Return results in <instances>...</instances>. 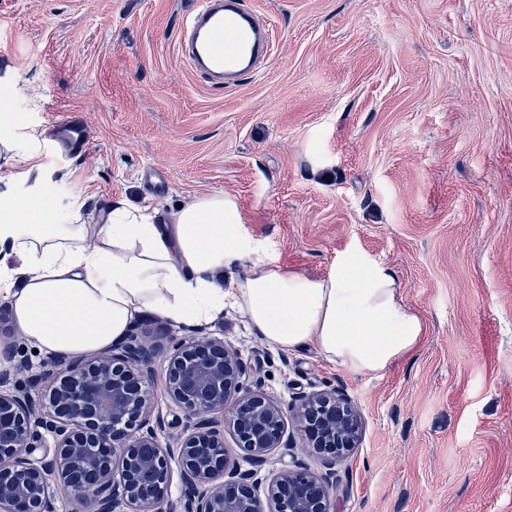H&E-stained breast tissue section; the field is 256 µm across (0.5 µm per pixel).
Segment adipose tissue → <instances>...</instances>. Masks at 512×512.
Instances as JSON below:
<instances>
[{"label":"adipose tissue","instance_id":"adipose-tissue-1","mask_svg":"<svg viewBox=\"0 0 512 512\" xmlns=\"http://www.w3.org/2000/svg\"><path fill=\"white\" fill-rule=\"evenodd\" d=\"M0 303L48 357L102 351L147 313L200 327L230 310L274 349L311 346L379 373L425 331L390 266L347 255L321 278L288 270L222 193L195 198L170 224L121 200L88 224L80 205L62 213L41 195L0 192Z\"/></svg>","mask_w":512,"mask_h":512}]
</instances>
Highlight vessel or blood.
Instances as JSON below:
<instances>
[{"mask_svg":"<svg viewBox=\"0 0 512 512\" xmlns=\"http://www.w3.org/2000/svg\"><path fill=\"white\" fill-rule=\"evenodd\" d=\"M180 49L196 74L229 87L257 73L270 54V33L245 0H200L186 21ZM57 128L56 153L75 155L87 136L83 121L68 117Z\"/></svg>","mask_w":512,"mask_h":512,"instance_id":"obj_1","label":"vessel or blood"}]
</instances>
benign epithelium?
<instances>
[{
	"mask_svg": "<svg viewBox=\"0 0 512 512\" xmlns=\"http://www.w3.org/2000/svg\"><path fill=\"white\" fill-rule=\"evenodd\" d=\"M0 350L15 359L0 370V512H50L55 486L90 512H167L175 471L183 512H333L335 467L360 431L342 394H306L295 417L313 450L333 449L326 471L297 461L271 480L263 501L258 472L237 466L208 416L229 421L256 463L283 444L284 412L249 392L251 369L223 339L188 336L172 347L166 392L185 418L174 446L160 441L161 420L152 419L155 350L137 333L100 353L44 364L31 379L34 387L51 380L42 403L10 387L26 368L18 347L3 341Z\"/></svg>",
	"mask_w": 512,
	"mask_h": 512,
	"instance_id": "1",
	"label": "benign epithelium"
}]
</instances>
